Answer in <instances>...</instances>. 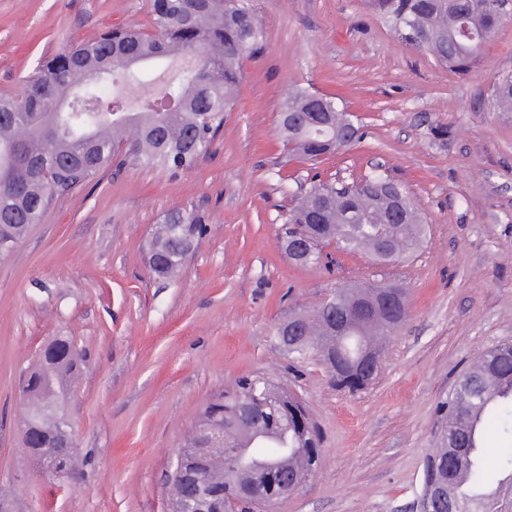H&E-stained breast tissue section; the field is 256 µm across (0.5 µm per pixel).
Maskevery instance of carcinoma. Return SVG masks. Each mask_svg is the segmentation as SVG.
<instances>
[{
    "label": "carcinoma",
    "mask_w": 512,
    "mask_h": 512,
    "mask_svg": "<svg viewBox=\"0 0 512 512\" xmlns=\"http://www.w3.org/2000/svg\"><path fill=\"white\" fill-rule=\"evenodd\" d=\"M368 6L389 28L413 34L407 43L454 73L476 66L484 45L512 19V0H368ZM150 24L151 36L133 27H109L42 63L28 77L23 99L0 97V242L19 244L56 198L112 167L115 129L130 132L120 164L155 167L171 176L194 168L211 149L237 102L242 61L266 44L254 0H153ZM181 56L195 64L168 84L161 96L169 103L166 110H155L154 96L140 98L134 110L128 107L119 87L155 83L168 61ZM490 103L512 112L511 72L495 78ZM279 125L288 152L313 163L353 141L346 110L335 98L307 89L282 104ZM282 220L277 245L283 251L291 238L311 244L312 257L299 262L303 267L317 264L331 242L343 252L373 256L387 242L402 259L425 236L405 187L383 172L351 181L323 182L315 175ZM206 233L196 212H170L148 243L151 274L175 278ZM375 290L369 283L336 291L312 312L288 321L289 358H317L336 386L365 387L355 363L367 350L380 351L408 314L406 302L399 321L375 312ZM481 360L480 368L462 374L441 407V431L425 478V493L439 490L445 496L435 512H512V342L486 350ZM84 364L72 340L58 336L23 376L21 398L30 410L23 424L25 448L40 467L69 478L79 453L67 449L60 432L74 430L70 407ZM248 402L261 407L258 416H244ZM490 426L510 443L502 456L503 478L494 487L485 480L480 452ZM248 447L277 466L216 464L229 450ZM183 448L171 467L198 476L197 490L216 500L224 494L258 496L270 507L281 501L279 470L304 485L321 456L320 435L305 405L261 375L240 379L209 402Z\"/></svg>",
    "instance_id": "1"
}]
</instances>
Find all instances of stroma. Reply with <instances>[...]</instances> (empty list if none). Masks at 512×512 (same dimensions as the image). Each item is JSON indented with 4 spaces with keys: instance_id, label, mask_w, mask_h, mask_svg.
<instances>
[{
    "instance_id": "1",
    "label": "stroma",
    "mask_w": 512,
    "mask_h": 512,
    "mask_svg": "<svg viewBox=\"0 0 512 512\" xmlns=\"http://www.w3.org/2000/svg\"><path fill=\"white\" fill-rule=\"evenodd\" d=\"M152 0H0V94L63 47L106 27L148 26ZM267 46L245 60L238 103L210 152L170 178L125 166L59 197L0 259V512H167L170 462L202 407L238 379L286 381L322 438L317 475L275 512H420L440 407L475 356L512 341V115L488 96L512 70V22L455 74L390 31L366 0H256ZM298 87L332 93L358 140L317 172L288 156L277 115ZM386 171L428 229L380 264L333 251L301 267L276 245L281 214L313 174ZM177 207L207 234L174 281H154L145 243ZM392 283L408 315L375 380L337 389L293 363L274 330L337 286ZM56 336L86 353L71 414L84 459L44 473L22 441L19 379Z\"/></svg>"
}]
</instances>
